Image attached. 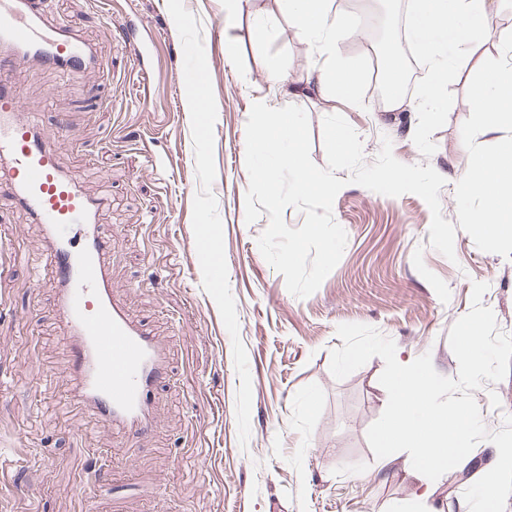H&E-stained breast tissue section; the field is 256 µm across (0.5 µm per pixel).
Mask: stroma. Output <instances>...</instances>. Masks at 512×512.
<instances>
[{
  "instance_id": "stroma-1",
  "label": "stroma",
  "mask_w": 512,
  "mask_h": 512,
  "mask_svg": "<svg viewBox=\"0 0 512 512\" xmlns=\"http://www.w3.org/2000/svg\"><path fill=\"white\" fill-rule=\"evenodd\" d=\"M51 20L82 30L99 67L70 76L33 68L13 91L51 131L66 126L59 158L89 195L116 246L112 283L135 317L167 339L172 378L159 391V427L140 444L83 427L69 402V357L45 264V230L0 189V512H410L416 485L394 463L374 476L373 437L385 380L408 360L427 367L438 401L477 413L469 444L477 467L438 483L443 512H480L477 490L494 446L512 448V241L470 229L480 197L461 177L496 136L464 102L483 71L462 68L438 112L400 123L368 90L396 41L418 76L428 69L397 40L408 0H361L341 10L363 48L315 51L284 0H44ZM364 75L355 99L296 91L300 77L337 63ZM204 67L215 113L190 112L180 70ZM279 71L283 84L269 80ZM147 77V96L136 87ZM296 105L309 119L310 156L327 163L323 120L341 114L366 163L390 139L402 163L446 181L442 216L455 260L430 245L431 211L419 196L389 197L348 183L333 203L347 244L316 292L292 295L257 240L268 215L245 219V129L251 106ZM216 242L224 282L214 285L195 245ZM481 324L482 362L462 356Z\"/></svg>"
}]
</instances>
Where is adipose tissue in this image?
Wrapping results in <instances>:
<instances>
[{"mask_svg": "<svg viewBox=\"0 0 512 512\" xmlns=\"http://www.w3.org/2000/svg\"><path fill=\"white\" fill-rule=\"evenodd\" d=\"M334 0H288L292 23L319 52L338 56L348 36L333 12ZM506 0H412L407 38L430 71L429 83L415 109L435 111L440 88L449 74L481 63L485 31ZM363 78L356 69L306 75L311 90L338 98H354ZM472 109L484 130L498 132L494 153L484 156L463 178L483 203L473 231L489 238H512V65L487 72ZM385 419L374 443L379 450L377 470L399 461L417 484V496L432 500L437 476L448 473L469 456L472 409L464 404L445 410L434 405L435 380L424 368L408 363L395 366L386 380ZM406 458H399V451Z\"/></svg>", "mask_w": 512, "mask_h": 512, "instance_id": "obj_1", "label": "adipose tissue"}]
</instances>
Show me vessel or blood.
Returning a JSON list of instances; mask_svg holds the SVG:
<instances>
[{"mask_svg":"<svg viewBox=\"0 0 512 512\" xmlns=\"http://www.w3.org/2000/svg\"><path fill=\"white\" fill-rule=\"evenodd\" d=\"M96 62L93 47L74 29L48 23L34 0H0V185L45 228L70 355L68 398L95 425L145 438L157 427L170 352L115 298L107 267L113 243L96 223L100 202L60 170L56 135L23 119L11 93L21 69L76 71Z\"/></svg>","mask_w":512,"mask_h":512,"instance_id":"b4317fda","label":"vessel or blood"}]
</instances>
